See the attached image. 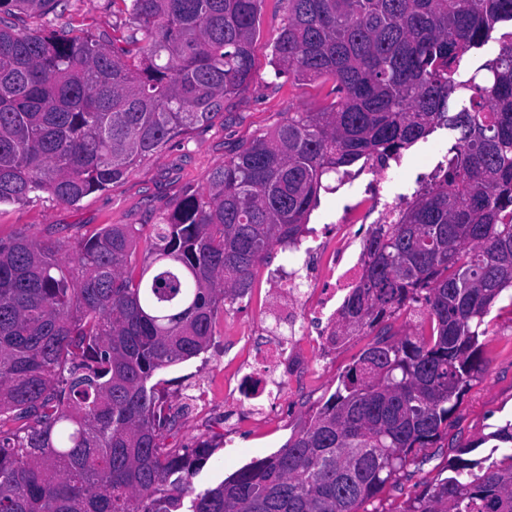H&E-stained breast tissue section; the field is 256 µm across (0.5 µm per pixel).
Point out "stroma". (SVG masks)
I'll use <instances>...</instances> for the list:
<instances>
[{"label":"stroma","instance_id":"obj_1","mask_svg":"<svg viewBox=\"0 0 512 512\" xmlns=\"http://www.w3.org/2000/svg\"><path fill=\"white\" fill-rule=\"evenodd\" d=\"M283 17L281 0H265L260 33L254 44V79L205 126L189 129L161 154L134 165L123 178L92 192L77 204L58 202L51 196L25 205L0 208V238L18 233L50 235L64 240L80 238L105 224H153L185 193L204 187L208 174L223 164L239 146L272 130L286 111H315L330 99L331 83L303 84L275 77L270 64L273 42ZM17 28L46 27L75 35H110L131 28L129 17L116 0H59L45 17H16ZM453 131L439 128L409 150L393 175L412 180L430 167L439 143L454 140ZM287 250L274 246L253 277L248 302L220 315L208 350L199 357L166 369V408L178 411L174 442L193 447L222 438L198 476L213 484L240 467L278 451L334 392L339 377L368 344L356 336L325 360L299 357L300 375L290 398L269 419L248 418L239 393L230 384L242 377L248 355L267 348L270 336L261 321L265 304L266 272L287 265ZM490 332L485 336L484 371L473 382L437 447L426 449V462L409 466L365 512H403L411 500L448 474L449 460L459 448L474 447L475 457L488 456L493 447L488 436L512 420V314L492 309Z\"/></svg>","mask_w":512,"mask_h":512}]
</instances>
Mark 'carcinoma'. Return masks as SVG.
Segmentation results:
<instances>
[{
    "mask_svg": "<svg viewBox=\"0 0 512 512\" xmlns=\"http://www.w3.org/2000/svg\"><path fill=\"white\" fill-rule=\"evenodd\" d=\"M120 2L132 29L109 39L17 29L8 17L56 0H0V206L76 204L252 81L263 0ZM283 2L274 75L331 79L330 101L286 112L155 224L0 238V512H359L481 373L486 318L512 312V38L457 76L512 0ZM440 126L448 163L372 229L334 325L374 338L281 449L195 485L214 448L166 443L178 416L152 379L208 350L255 266L298 242L323 179ZM407 310L419 331L390 333ZM493 438L508 452L457 458L404 512H512V422Z\"/></svg>",
    "mask_w": 512,
    "mask_h": 512,
    "instance_id": "cac0c4a2",
    "label": "carcinoma"
}]
</instances>
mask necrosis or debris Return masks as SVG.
Segmentation results:
<instances>
[{
	"label": "necrosis or debris",
	"instance_id": "necrosis-or-debris-1",
	"mask_svg": "<svg viewBox=\"0 0 512 512\" xmlns=\"http://www.w3.org/2000/svg\"><path fill=\"white\" fill-rule=\"evenodd\" d=\"M389 169V161L373 160L354 173L342 175L338 188H359L361 198L337 216L340 232L334 247L326 248L316 233H309L303 260L268 272L270 303L264 320L272 342L248 364L262 384L261 393L249 406L251 416L268 415L289 393V382L278 377L276 370L296 350L304 347L317 357L332 352L328 333L311 336L308 324L313 317L334 324L346 297L358 285L367 262L360 225L396 223L400 210L432 184L431 179L419 178L394 192H384L382 185L390 179Z\"/></svg>",
	"mask_w": 512,
	"mask_h": 512
}]
</instances>
